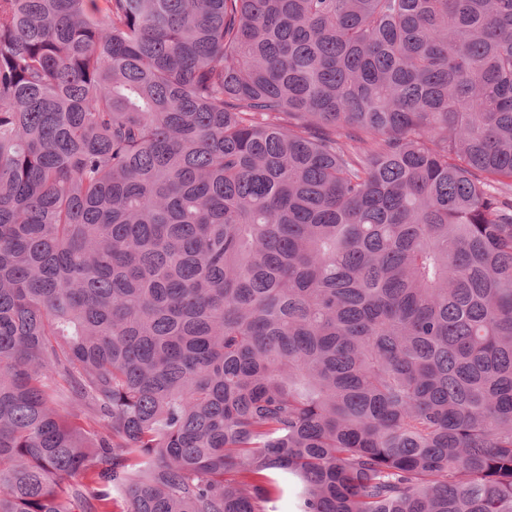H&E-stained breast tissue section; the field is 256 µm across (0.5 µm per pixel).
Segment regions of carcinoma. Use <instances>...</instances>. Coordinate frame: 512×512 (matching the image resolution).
Listing matches in <instances>:
<instances>
[{"instance_id": "1", "label": "carcinoma", "mask_w": 512, "mask_h": 512, "mask_svg": "<svg viewBox=\"0 0 512 512\" xmlns=\"http://www.w3.org/2000/svg\"><path fill=\"white\" fill-rule=\"evenodd\" d=\"M512 512V0H0V512Z\"/></svg>"}]
</instances>
